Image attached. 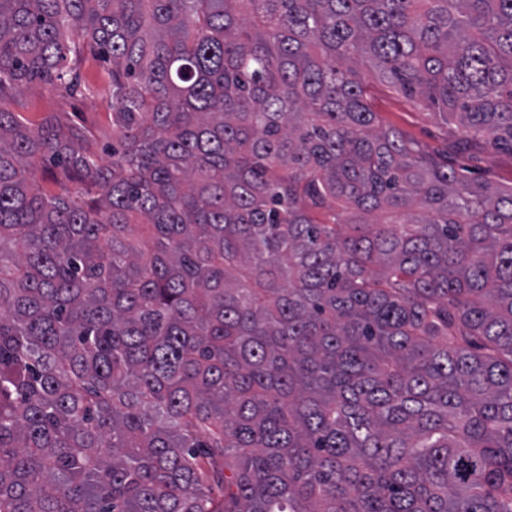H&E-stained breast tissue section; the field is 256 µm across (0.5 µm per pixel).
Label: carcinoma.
I'll use <instances>...</instances> for the list:
<instances>
[{"mask_svg":"<svg viewBox=\"0 0 512 512\" xmlns=\"http://www.w3.org/2000/svg\"><path fill=\"white\" fill-rule=\"evenodd\" d=\"M375 82L512 151V0H0V512H512V187ZM28 108L23 112L33 119L54 118L62 123L90 128L96 135L98 153L103 163L109 156L104 147H112V122L106 103L86 91L67 93L64 90L34 82L24 92ZM373 106L381 124L398 129L405 137L432 153L453 155L455 126L448 129L435 111L418 98H411L387 85L374 84Z\"/></svg>","mask_w":512,"mask_h":512,"instance_id":"obj_1","label":"carcinoma"}]
</instances>
